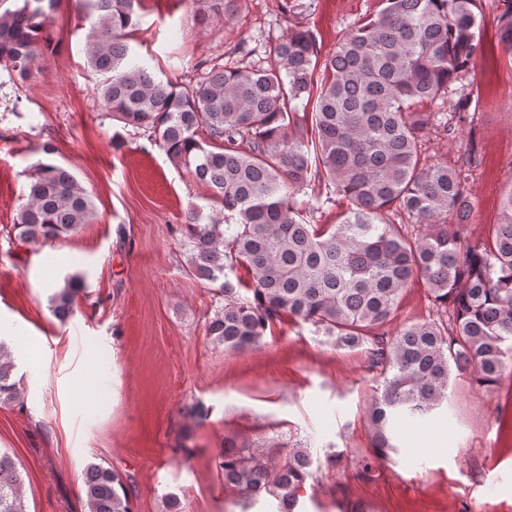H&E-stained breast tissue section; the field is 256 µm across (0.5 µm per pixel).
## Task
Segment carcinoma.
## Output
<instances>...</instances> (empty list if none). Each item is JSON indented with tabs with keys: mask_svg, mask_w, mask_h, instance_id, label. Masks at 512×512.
<instances>
[{
	"mask_svg": "<svg viewBox=\"0 0 512 512\" xmlns=\"http://www.w3.org/2000/svg\"><path fill=\"white\" fill-rule=\"evenodd\" d=\"M247 2L191 0L199 20L226 23ZM481 2L381 0L330 56H321L309 28L294 25L266 42L264 55L247 52L180 88L132 58L128 39L140 0H84L88 59L102 76L105 108L221 206H196L183 224L189 271L224 298L208 336L242 351L292 317L340 348L366 349L379 370L368 419L381 454L394 450L393 426L448 400L452 371L471 368L472 385L492 390L512 368V186L492 236L470 245L462 226L473 201L461 173L429 162L421 150L428 131L449 135L473 122L467 94L447 117L431 106L452 85L473 84ZM502 2L499 43L512 58V0ZM57 6L21 0L0 13V66L20 78L29 73ZM311 101L314 110L303 111ZM313 185L320 191L310 209L335 195L346 200L338 223L304 220L297 195ZM21 199L13 228L24 242L65 237L95 219L91 197L53 163L37 164ZM419 278L437 318L386 335L403 291ZM83 286L73 275L54 291L55 317L70 315ZM12 371L0 344V404L21 399ZM311 466L304 448L289 449L277 463L255 448H226L218 460L225 487L248 500L271 496L279 512H294ZM126 481L110 466L89 465V512H131ZM0 512H27L21 473L7 454H0Z\"/></svg>",
	"mask_w": 512,
	"mask_h": 512,
	"instance_id": "carcinoma-1",
	"label": "carcinoma"
}]
</instances>
